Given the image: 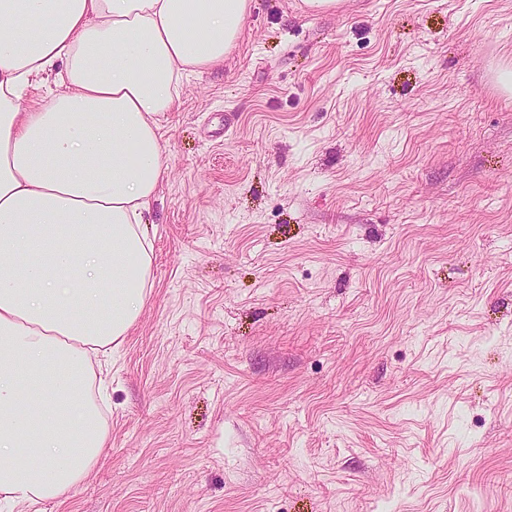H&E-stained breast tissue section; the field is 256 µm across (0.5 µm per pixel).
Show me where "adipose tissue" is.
I'll return each instance as SVG.
<instances>
[{"mask_svg": "<svg viewBox=\"0 0 512 512\" xmlns=\"http://www.w3.org/2000/svg\"><path fill=\"white\" fill-rule=\"evenodd\" d=\"M251 0H0V496L65 501L108 426L90 388L152 288L156 117ZM55 74L60 92L25 102Z\"/></svg>", "mask_w": 512, "mask_h": 512, "instance_id": "adipose-tissue-1", "label": "adipose tissue"}]
</instances>
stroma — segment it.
Returning <instances> with one entry per match:
<instances>
[{
    "label": "stroma",
    "mask_w": 512,
    "mask_h": 512,
    "mask_svg": "<svg viewBox=\"0 0 512 512\" xmlns=\"http://www.w3.org/2000/svg\"><path fill=\"white\" fill-rule=\"evenodd\" d=\"M300 2L159 115L108 446L28 512H512V0Z\"/></svg>",
    "instance_id": "stroma-1"
}]
</instances>
